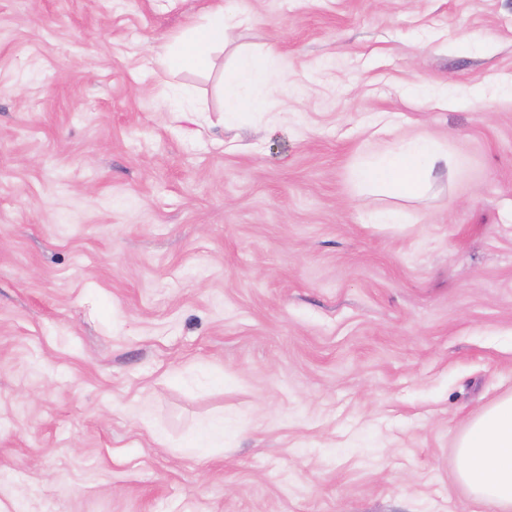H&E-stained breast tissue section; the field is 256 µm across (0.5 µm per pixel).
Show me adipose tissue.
<instances>
[{
    "label": "adipose tissue",
    "mask_w": 512,
    "mask_h": 512,
    "mask_svg": "<svg viewBox=\"0 0 512 512\" xmlns=\"http://www.w3.org/2000/svg\"><path fill=\"white\" fill-rule=\"evenodd\" d=\"M235 24V13L220 2L202 22L191 24L182 36L164 46L159 65L166 72L207 66ZM276 55L277 49L271 45L265 51V62L244 54L225 72L227 117L264 109L266 93L278 78L268 64ZM447 165V151L418 136L355 168L352 178L389 196L415 198ZM457 477L477 501L490 505L492 512H512V395L497 400L468 425L457 443Z\"/></svg>",
    "instance_id": "adipose-tissue-1"
}]
</instances>
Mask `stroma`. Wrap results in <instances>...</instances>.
<instances>
[{"label": "stroma", "mask_w": 512, "mask_h": 512, "mask_svg": "<svg viewBox=\"0 0 512 512\" xmlns=\"http://www.w3.org/2000/svg\"><path fill=\"white\" fill-rule=\"evenodd\" d=\"M215 3L0 0V512H491L454 444L512 392V0H232L162 73ZM418 133L422 196L352 180ZM235 25V13L220 0L202 22L191 24L182 36L163 47L158 64L165 72L206 67L211 56L224 47L226 35ZM278 74L265 62H258L252 55L244 54L236 65L223 76L224 112L231 121L238 112L262 111L266 93Z\"/></svg>", "instance_id": "35a3bbf8"}]
</instances>
